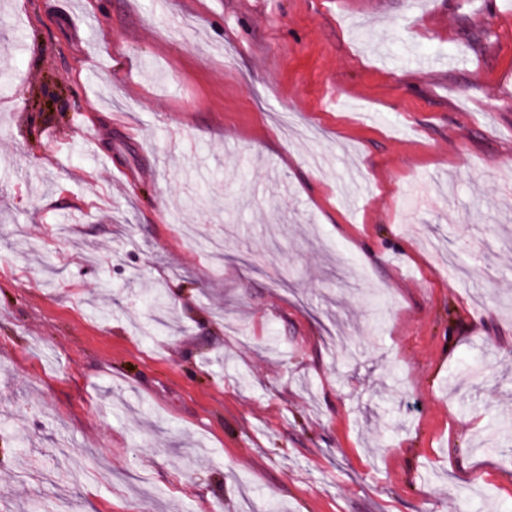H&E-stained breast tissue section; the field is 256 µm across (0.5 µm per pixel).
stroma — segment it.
<instances>
[{"label":"stroma","mask_w":512,"mask_h":512,"mask_svg":"<svg viewBox=\"0 0 512 512\" xmlns=\"http://www.w3.org/2000/svg\"><path fill=\"white\" fill-rule=\"evenodd\" d=\"M1 71L0 512H512V0H0Z\"/></svg>","instance_id":"1"}]
</instances>
